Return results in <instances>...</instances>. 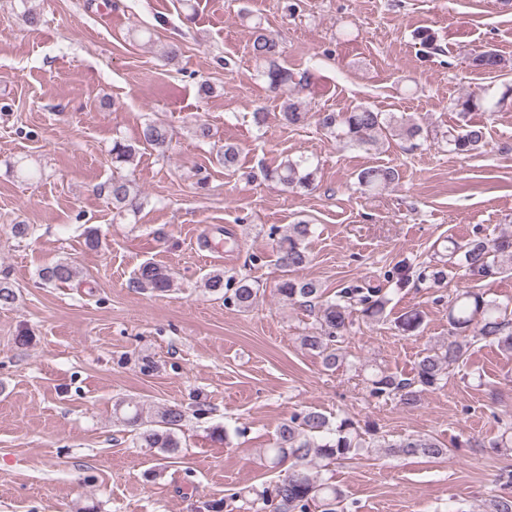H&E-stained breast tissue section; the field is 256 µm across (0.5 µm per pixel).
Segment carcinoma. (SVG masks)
<instances>
[{
    "mask_svg": "<svg viewBox=\"0 0 512 512\" xmlns=\"http://www.w3.org/2000/svg\"><path fill=\"white\" fill-rule=\"evenodd\" d=\"M251 50L263 67L262 76L271 92L283 94L288 91V86L296 83L295 74L278 62L276 41L259 25L255 27ZM471 65L488 73H497L506 69L509 62L498 51L488 48L474 53ZM508 98H512V85L506 84L495 101L470 93L457 99L453 109L465 118L474 111L494 112ZM281 119L290 126L303 125L312 119L328 137L366 149L393 137L412 141L423 133V127L415 117L379 112L366 104L348 112L310 113L300 102L290 98L283 102ZM485 138V127L465 120L448 134V151L468 156L484 145ZM141 144L165 156L172 144L169 129L161 123L148 121L142 126L139 140H113V166L118 169L131 164ZM239 155L238 147L226 144L217 150L216 159L230 170L237 166ZM316 172L313 159L300 156L287 158L278 166L265 169L264 176L286 188L307 189L314 183ZM397 179L398 172L392 167H369L359 173L358 184L377 190ZM106 189L115 217L122 219L142 210L144 200L129 177H113ZM310 234L311 224L304 220L288 225L286 234L276 241L279 262L284 268L299 271L311 262L306 247ZM457 270L464 271L473 280L511 272L512 235L495 239L476 235L463 244L454 242L448 248V263H428L418 269L416 281L440 285ZM38 276L45 284L68 283L79 277V270L71 262L59 260L41 268ZM133 285L142 290L163 292L172 287V277L168 270L148 262L135 273ZM204 287L211 293L223 295L225 303H231L241 311L255 307L259 300V289L247 279H240L233 287L224 282V274L220 272L206 277ZM277 292L283 299L299 301L316 313L320 330L300 337V344L315 352L328 370L336 369L345 360L342 344L353 319L368 324L382 322L389 303L387 293L379 287L349 286L330 298L318 282L290 275L282 279ZM422 325L423 315L417 310L397 318V328L408 336L417 333ZM478 340L512 350V318L508 317V305L490 299L480 291L462 290L448 300V338L422 353L411 378L400 379L383 369L374 372L369 379L370 394L378 399H396L404 405L414 406L423 392L442 387L450 370L467 360L469 347ZM115 414L124 425L137 430L139 447L156 448L168 455H174L182 448L178 431L185 413L181 406L165 405L146 416L138 404L129 401L118 405ZM472 443L470 437L457 436L447 445L428 435L392 441L378 437L376 428L368 424L361 426L350 416L340 417L333 423L323 413L308 408L280 425L271 447L263 449L262 455L265 467L271 470L288 466L274 488L275 512H311L313 508L319 512H343L344 492L330 479L321 476L320 468L324 462L349 460L364 448H385L388 454L395 456L438 459L447 454L450 445L461 447Z\"/></svg>",
    "mask_w": 512,
    "mask_h": 512,
    "instance_id": "obj_1",
    "label": "carcinoma"
}]
</instances>
